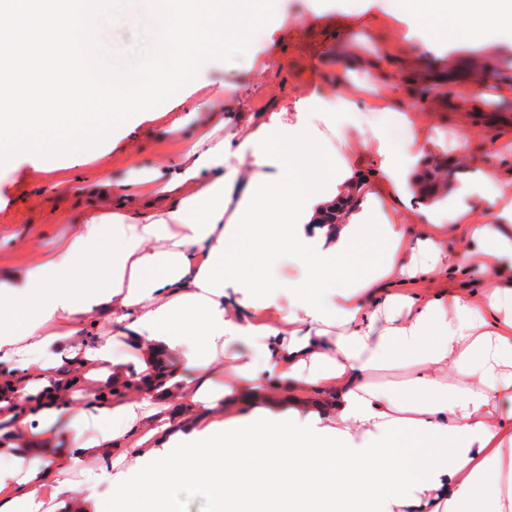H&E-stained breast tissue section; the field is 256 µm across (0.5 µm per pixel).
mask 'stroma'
Wrapping results in <instances>:
<instances>
[{"mask_svg":"<svg viewBox=\"0 0 512 512\" xmlns=\"http://www.w3.org/2000/svg\"><path fill=\"white\" fill-rule=\"evenodd\" d=\"M383 57L389 67L373 78L361 60ZM489 76L480 110L461 107L481 76ZM512 80V34L463 40L439 34L437 25L415 23L396 0H275L270 23L252 38L239 60L205 62L194 84L181 89L169 111L139 113L132 132L111 137L75 155L44 158L20 153L0 165V281L35 266L72 235L92 210H108L109 199L89 195L101 174L124 180L131 170L175 162L194 128L188 108L223 104L225 118L262 119L280 106L294 107L313 89L334 96L343 84L375 93L345 134L329 139L337 157L363 149L373 131L389 125L390 109L418 90L412 114L426 144L403 133L398 149L421 169L442 164V198L455 195L482 170L512 162V96L501 87ZM467 144H460L462 129Z\"/></svg>","mask_w":512,"mask_h":512,"instance_id":"stroma-1","label":"stroma"}]
</instances>
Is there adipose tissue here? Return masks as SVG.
<instances>
[{"label":"adipose tissue","mask_w":512,"mask_h":512,"mask_svg":"<svg viewBox=\"0 0 512 512\" xmlns=\"http://www.w3.org/2000/svg\"><path fill=\"white\" fill-rule=\"evenodd\" d=\"M431 3L469 39L512 25V0ZM364 105L315 91L294 112L230 133L214 112L174 166L103 176L112 211L0 284V457L41 461L35 473L0 468V512H42V487L60 470L83 477L76 490L57 484L62 512H129L134 497L140 512H173L165 492L177 480L206 483L219 512H343L347 499L375 512H512V200L491 197L489 224L474 223L473 206L432 201L428 235L407 247L406 225L372 223L362 203H405L420 181L416 158L375 131L382 176L371 183L358 161L337 164L324 146V130ZM138 185L162 209L126 210ZM449 231L461 235L451 253ZM240 245L262 259L292 253L306 273L286 283L229 271ZM475 257L493 272L483 293L414 291L465 275ZM287 288L292 306L267 319ZM95 310L120 322L131 361L115 359L112 334L77 342L79 315ZM242 336L266 370L239 358L235 384L220 385L210 366ZM64 360L82 376L60 373ZM384 370L404 376L387 387L376 380ZM130 380L145 398H113ZM153 398L180 408L151 416ZM243 401L269 410L227 429L186 421ZM61 420L74 446L41 447ZM20 430L32 447H18ZM132 432L134 452L113 454Z\"/></svg>","instance_id":"1"}]
</instances>
